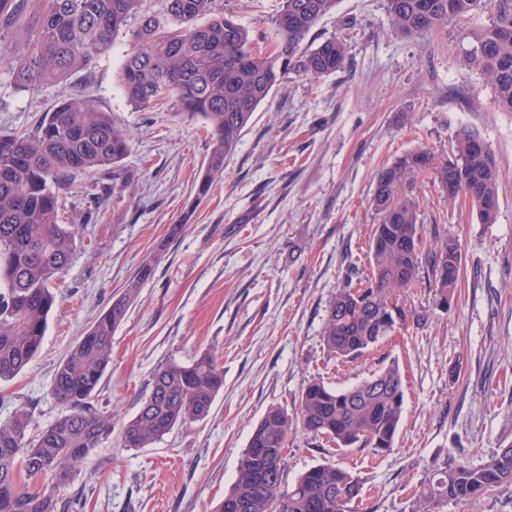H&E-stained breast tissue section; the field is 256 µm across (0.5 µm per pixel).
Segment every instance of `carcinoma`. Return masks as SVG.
Returning <instances> with one entry per match:
<instances>
[{"label":"carcinoma","mask_w":512,"mask_h":512,"mask_svg":"<svg viewBox=\"0 0 512 512\" xmlns=\"http://www.w3.org/2000/svg\"><path fill=\"white\" fill-rule=\"evenodd\" d=\"M0 0V17L19 22L28 9L41 20L33 50L16 53L10 72L19 88L57 83L83 70L112 46L132 17L134 48L120 81L130 103L173 106L172 117L200 119L213 149L198 185L208 191L224 172L258 105L291 73L320 77L345 59L343 39L302 44L338 0H280L275 41L254 52L249 30L216 10L217 0ZM394 29L421 36L448 22L467 23L479 12L487 23L468 33L463 61L485 75L498 109L512 112V0H387ZM459 132L448 157L408 152L377 173L372 206L380 216L368 241L370 275L347 281L331 305L324 345L340 360L362 357L374 345L419 316L398 294L421 284L431 270L437 304L457 288L460 262L448 237L428 243L418 207L408 191L435 178L448 199H468L476 211L499 204L498 169L490 149ZM131 150L127 134L107 112L82 98L60 101L29 131L0 134V381L23 371L38 356L52 311L53 277L77 248L73 226L59 219V192L78 173L119 166ZM146 263L125 290L76 342L58 366L52 393L64 412L50 425L32 427V415L16 410L0 423V512H69L59 498L75 466L112 435V416L93 400L112 359V335L124 322L138 290L152 277ZM224 388V372L202 354L189 364L155 371L137 414L121 427L124 448H146L175 427L205 419ZM404 382L391 364L344 390L313 379L302 390L300 424L338 448L367 447L376 456L393 450L404 409ZM290 423L279 408L266 411L238 465L236 481L217 512H353L362 483L350 469L319 464L283 485V454ZM512 483V445L478 464L448 458L421 483L419 512L448 501H468Z\"/></svg>","instance_id":"obj_1"}]
</instances>
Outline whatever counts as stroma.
<instances>
[{
  "label": "stroma",
  "instance_id": "stroma-1",
  "mask_svg": "<svg viewBox=\"0 0 512 512\" xmlns=\"http://www.w3.org/2000/svg\"><path fill=\"white\" fill-rule=\"evenodd\" d=\"M279 2L220 5L263 51ZM333 36L345 42L343 66L318 79L292 74L273 89L202 198L197 185L212 141L201 122L127 100L119 73L130 34H119L89 68L28 90L0 65V133L32 128L61 99L79 96L132 139L119 177L80 174L61 191L77 250L58 275L39 355L0 383V422L19 408L39 426L54 422L62 413L51 394L58 364L139 267L152 264L112 337L96 401L115 431L63 492L85 495L87 512H216L269 408L296 416L308 380L345 389L394 361L405 409L393 451H341L297 430L283 457L284 484L311 466L340 464L363 485L359 512H413L414 491L432 466L451 456L477 463L512 444V112L499 111L490 84L464 66L469 40L456 23L406 38L394 32L387 0H339L306 42ZM462 129L496 158L495 223L449 204L436 181L413 189L426 233L454 239L462 251L448 307L437 306L428 285L411 289L403 298L418 322L357 360L330 358L329 308L350 275L369 271L378 170L419 147L446 157ZM179 222L181 234L168 237ZM206 352L224 369L209 416L151 447H121L118 429L137 413L153 372Z\"/></svg>",
  "mask_w": 512,
  "mask_h": 512
}]
</instances>
